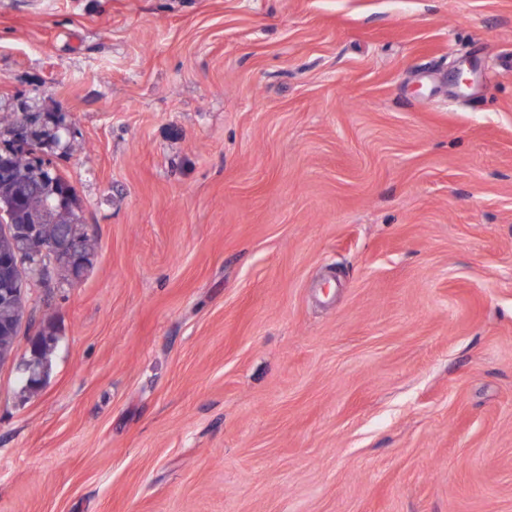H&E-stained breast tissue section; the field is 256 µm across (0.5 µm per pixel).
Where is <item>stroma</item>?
Wrapping results in <instances>:
<instances>
[{
	"instance_id": "obj_1",
	"label": "stroma",
	"mask_w": 512,
	"mask_h": 512,
	"mask_svg": "<svg viewBox=\"0 0 512 512\" xmlns=\"http://www.w3.org/2000/svg\"><path fill=\"white\" fill-rule=\"evenodd\" d=\"M14 112L95 251L0 512H512V0H0Z\"/></svg>"
}]
</instances>
